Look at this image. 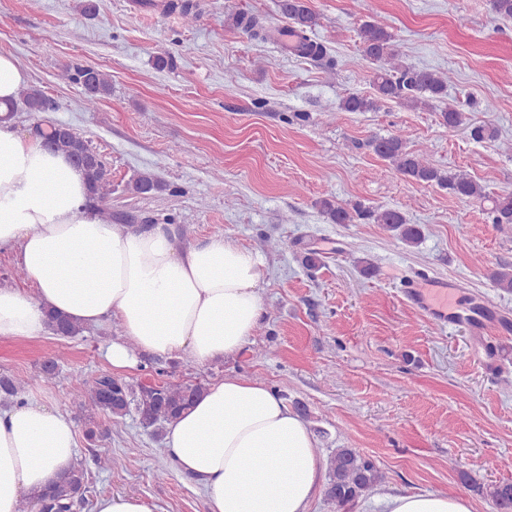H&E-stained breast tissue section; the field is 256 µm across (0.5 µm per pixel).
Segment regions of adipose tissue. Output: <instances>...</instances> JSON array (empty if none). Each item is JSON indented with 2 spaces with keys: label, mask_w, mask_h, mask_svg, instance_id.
Here are the masks:
<instances>
[{
  "label": "adipose tissue",
  "mask_w": 512,
  "mask_h": 512,
  "mask_svg": "<svg viewBox=\"0 0 512 512\" xmlns=\"http://www.w3.org/2000/svg\"><path fill=\"white\" fill-rule=\"evenodd\" d=\"M29 290L0 287V338L34 340L54 310L82 327L118 320L105 351L116 369L137 354L236 357L262 315L261 256L215 235L186 242L168 223L103 222L85 174L0 119V251ZM167 451L203 485L209 512H309L326 459L305 420L266 384L229 374L168 428ZM69 415L36 393L0 408V512H16L77 462ZM387 512H472L445 492L386 496Z\"/></svg>",
  "instance_id": "1"
}]
</instances>
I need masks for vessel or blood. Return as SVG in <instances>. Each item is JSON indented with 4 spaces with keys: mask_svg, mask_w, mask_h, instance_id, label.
Returning a JSON list of instances; mask_svg holds the SVG:
<instances>
[{
    "mask_svg": "<svg viewBox=\"0 0 512 512\" xmlns=\"http://www.w3.org/2000/svg\"><path fill=\"white\" fill-rule=\"evenodd\" d=\"M457 285L454 281L438 279L426 274L413 278L405 292L408 303L431 319L444 323L467 320L472 332L481 336L491 328L480 318L462 317L456 305Z\"/></svg>",
    "mask_w": 512,
    "mask_h": 512,
    "instance_id": "1",
    "label": "vessel or blood"
}]
</instances>
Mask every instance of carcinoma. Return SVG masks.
<instances>
[{
	"label": "carcinoma",
	"instance_id": "carcinoma-1",
	"mask_svg": "<svg viewBox=\"0 0 512 512\" xmlns=\"http://www.w3.org/2000/svg\"><path fill=\"white\" fill-rule=\"evenodd\" d=\"M278 7L281 16L288 22L285 30L296 36L290 50L299 57L326 66L334 65L335 59L330 49L309 36L319 20L309 0H279ZM238 24L244 26L251 37L261 41L267 39L263 19L242 16ZM359 37L363 58L375 65L374 95L368 97L351 93L342 99V111H377L389 101L414 109L432 108L437 103L444 126L456 128L463 124L462 113L448 103L451 76L403 60L396 49L395 35L389 31L383 19L376 16L363 21L359 27ZM60 79L80 86L89 108L95 107L101 98L111 92L107 75L94 66L68 67L62 71ZM20 102L27 111L34 113L56 109L55 101L40 92H21ZM468 130L470 138L476 143L498 140V132L488 126L472 124ZM36 132L49 150L66 154L83 169L92 202H103L112 195L109 173L89 140L61 124H51L45 129L38 125ZM407 141L406 134L398 130L387 137L373 140L371 146L404 178L418 184L438 186L447 190L448 194L471 203L489 201L491 207L488 214L492 223L512 224V191L491 198L483 186L468 174L445 171L435 166L424 155L408 150ZM167 188L166 183L149 171L138 174L130 185L131 193L136 195L157 194ZM317 206L330 224H353L357 221L379 224L408 246L417 245L422 236L420 227L409 223L406 215L396 208L365 207L360 203L349 206L333 196L320 199ZM490 278L503 291L512 292V269L493 268ZM47 328L51 334L62 337H73L82 332L81 328L58 313L48 314ZM61 359L62 355L58 354L43 361L38 372L39 380L47 385L55 383ZM26 385L27 381L21 378H0V392L9 397L20 396ZM203 389L204 386L199 383L132 384L103 373L75 390L72 403L78 413L90 422L101 415L118 420L133 413L144 430L158 435L191 405ZM328 471L325 497L341 512L385 480V474L376 463L355 448L336 449L328 458ZM84 490V470L75 466L61 481L48 488L38 503L19 501L16 512H33L36 507L46 512H73L77 504L83 501ZM489 496L497 512H512V482L492 485Z\"/></svg>",
	"mask_w": 512,
	"mask_h": 512
}]
</instances>
